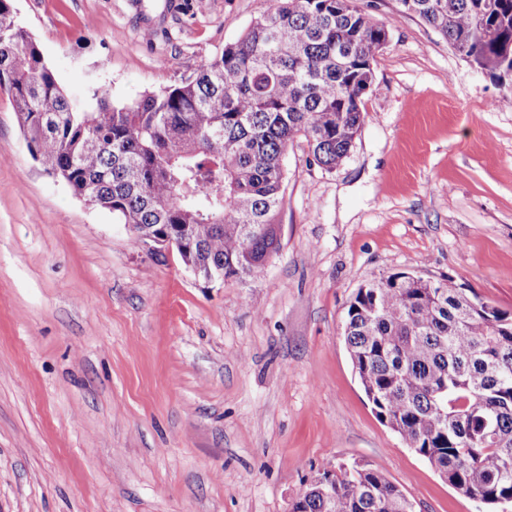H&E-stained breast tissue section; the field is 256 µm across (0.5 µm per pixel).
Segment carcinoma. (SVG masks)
I'll return each instance as SVG.
<instances>
[{"mask_svg":"<svg viewBox=\"0 0 512 512\" xmlns=\"http://www.w3.org/2000/svg\"><path fill=\"white\" fill-rule=\"evenodd\" d=\"M13 0H0V90L43 171L135 234L177 241L183 262L224 280L279 248L288 144L327 171L364 123L388 42L354 0H275L179 84L116 103L71 99ZM493 80L512 81V0H399ZM344 339L377 418L488 512L512 503V317L450 278L398 272L362 284ZM292 512H414L381 471L340 466Z\"/></svg>","mask_w":512,"mask_h":512,"instance_id":"cac0c4a2","label":"carcinoma"}]
</instances>
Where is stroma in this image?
<instances>
[{
  "label": "stroma",
  "mask_w": 512,
  "mask_h": 512,
  "mask_svg": "<svg viewBox=\"0 0 512 512\" xmlns=\"http://www.w3.org/2000/svg\"><path fill=\"white\" fill-rule=\"evenodd\" d=\"M365 121L328 172L283 155L280 249L207 281L33 160L0 91V512H291L362 463L415 512H486L376 417L343 340L373 277L451 278L512 315V91L399 0ZM274 0H14L68 95L191 75Z\"/></svg>",
  "instance_id": "obj_1"
}]
</instances>
